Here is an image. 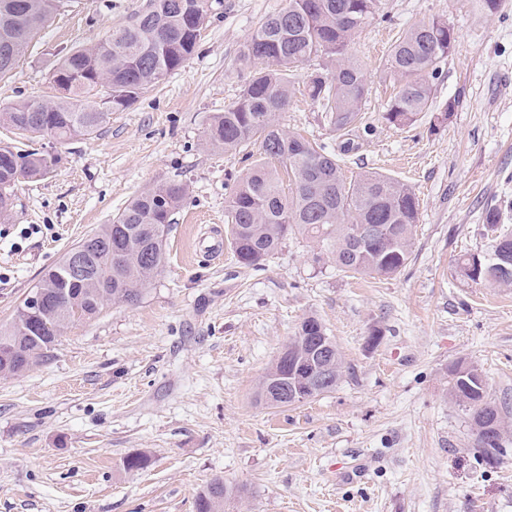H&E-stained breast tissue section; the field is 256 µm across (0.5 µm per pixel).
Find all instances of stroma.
<instances>
[{"instance_id":"35a3bbf8","label":"stroma","mask_w":512,"mask_h":512,"mask_svg":"<svg viewBox=\"0 0 512 512\" xmlns=\"http://www.w3.org/2000/svg\"><path fill=\"white\" fill-rule=\"evenodd\" d=\"M145 0H63L0 80V110L54 96L59 51L92 45ZM284 0H211L194 54L93 138L28 140L4 124L0 143L58 155L43 177L17 182L0 219V326L46 270L138 193L166 181L188 189L166 238L168 259L133 305L76 322L29 371L0 376V512H195L215 478L234 493L224 512H512V286L460 275L463 254L487 252L489 208L512 229V0L491 18L475 0H382L349 57L366 69L358 151L346 177L376 171L419 199L407 266L345 277L289 236L260 265L204 240L227 236L224 200L257 147L208 148V117L249 77L244 44ZM438 18L456 46L436 102L410 126L383 114L382 69L399 31ZM457 105L444 118L448 100ZM288 131L335 134L307 98L283 113ZM316 315L341 350L335 390L272 408L259 382ZM480 367L507 407L504 453L483 458L448 393L458 363ZM146 467L123 468L126 456Z\"/></svg>"}]
</instances>
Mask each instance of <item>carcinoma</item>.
I'll list each match as a JSON object with an SVG mask.
<instances>
[{
    "instance_id": "1",
    "label": "carcinoma",
    "mask_w": 512,
    "mask_h": 512,
    "mask_svg": "<svg viewBox=\"0 0 512 512\" xmlns=\"http://www.w3.org/2000/svg\"><path fill=\"white\" fill-rule=\"evenodd\" d=\"M63 0H0V80L10 76L30 42L45 28ZM209 0H149L146 8L108 32L100 47H74L58 57L53 68L58 95L44 101L22 100L5 112L0 123L22 135L51 137L59 142L94 136L109 115L131 106L142 90L160 83L193 54L206 27ZM382 17L381 0H285L278 13L252 33L240 55L251 76L239 96L211 116L205 144L233 151L248 143L259 156L225 200V223L237 262L257 266L274 255L288 235L302 236L347 277L391 276L406 267L411 255L419 200L408 185L375 172L348 179L342 157L358 149L355 129L369 93L367 73L348 57L351 42ZM456 37L444 20L434 19L404 31L392 45L383 78L397 86L384 119L396 126L414 124L434 103V84ZM320 58L329 71L300 79L303 65ZM302 88H297V85ZM319 107L320 118L336 131V147L280 123L297 92ZM58 157L37 150L24 153L0 145V216L6 217L12 192L21 177L44 175ZM186 187L166 182L136 195L92 233L96 239L119 238L114 256L93 251L88 262L98 273L99 287L69 282L62 264L48 270L39 285L47 292L44 321L31 329L21 311L0 327V362L13 364L10 374L36 366L58 340L54 326L94 317L106 305L137 303L165 264V241L172 216L181 208ZM498 210L487 212L489 252L459 258L461 274L489 285H512V275L499 273L501 258L512 259V233L498 231ZM362 224H380L386 232L357 249L352 239ZM288 357L275 360L263 378L258 396L273 407L294 406L292 395L305 388L296 367L323 368L320 396L336 388L344 360L336 342L315 316L300 322L285 344ZM449 394L465 412L472 430L484 440L476 446L487 460L503 451L504 417L489 398L484 375L474 364L450 371ZM232 494L216 478L196 496V512H224Z\"/></svg>"
}]
</instances>
